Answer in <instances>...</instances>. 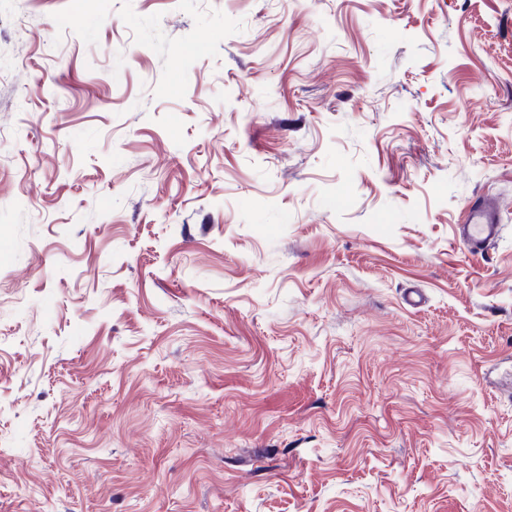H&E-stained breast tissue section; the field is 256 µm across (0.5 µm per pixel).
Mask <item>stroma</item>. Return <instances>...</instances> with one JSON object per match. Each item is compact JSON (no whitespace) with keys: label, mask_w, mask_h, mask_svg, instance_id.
<instances>
[{"label":"stroma","mask_w":512,"mask_h":512,"mask_svg":"<svg viewBox=\"0 0 512 512\" xmlns=\"http://www.w3.org/2000/svg\"><path fill=\"white\" fill-rule=\"evenodd\" d=\"M0 512H512V0H0ZM502 229L499 213L493 206L484 201L470 203L464 223L459 225V240L470 253L483 256L498 240Z\"/></svg>","instance_id":"obj_1"}]
</instances>
